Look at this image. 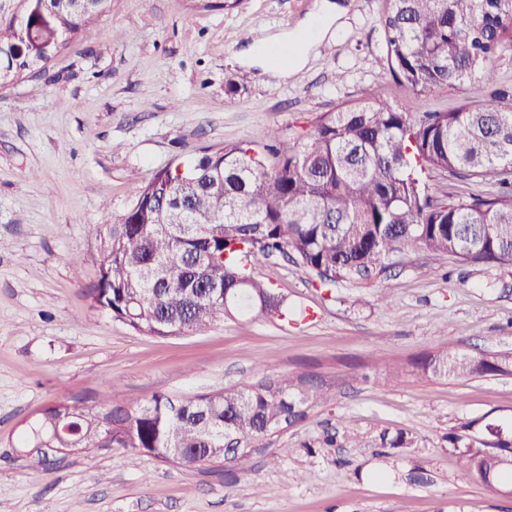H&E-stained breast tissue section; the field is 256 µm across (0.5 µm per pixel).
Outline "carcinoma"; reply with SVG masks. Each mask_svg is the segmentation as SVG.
<instances>
[{
	"label": "carcinoma",
	"instance_id": "cac0c4a2",
	"mask_svg": "<svg viewBox=\"0 0 512 512\" xmlns=\"http://www.w3.org/2000/svg\"><path fill=\"white\" fill-rule=\"evenodd\" d=\"M112 0H17L23 24L0 6V88L46 64L75 38L98 35ZM382 25L388 69L413 94L494 83L493 58L512 46V0H390ZM258 151L231 144L157 171L133 190L119 221L90 224L99 259L88 294L136 331L158 337L200 332L226 315L278 314L283 301L251 275L280 253L324 285L366 275L395 252L421 247L468 265L512 264V92L447 111H402L373 99L321 114L311 133L278 131ZM183 175H177L178 169ZM496 179L494 193L447 202L422 174ZM434 378L512 374L451 349L416 364ZM301 372L196 396L72 397L45 407L21 442L27 467L43 448H133L186 468L222 464L229 433L243 446L298 422L323 400ZM512 442L461 451L464 469L489 484L512 481L501 464Z\"/></svg>",
	"mask_w": 512,
	"mask_h": 512
}]
</instances>
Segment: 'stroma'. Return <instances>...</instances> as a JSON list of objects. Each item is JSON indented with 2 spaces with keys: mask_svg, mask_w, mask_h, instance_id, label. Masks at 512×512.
I'll list each match as a JSON object with an SVG mask.
<instances>
[{
  "mask_svg": "<svg viewBox=\"0 0 512 512\" xmlns=\"http://www.w3.org/2000/svg\"><path fill=\"white\" fill-rule=\"evenodd\" d=\"M325 0H112L99 37L0 89V512H512L468 478L454 445L512 440V375L431 378L417 359L512 353V266H467L416 248L384 269L322 286L281 255L253 268L287 316L225 317L154 337L87 295L86 227L118 220L158 170L227 144L289 139L365 98L417 112L468 102L411 94L390 75L387 0H332L339 32L288 78L253 42L285 48ZM82 259L74 267L73 259ZM400 368V383L385 370ZM316 375L325 403L231 468H184L131 448L53 455L20 446L47 405L120 386L148 399L241 387L261 373Z\"/></svg>",
  "mask_w": 512,
  "mask_h": 512,
  "instance_id": "35a3bbf8",
  "label": "stroma"
}]
</instances>
